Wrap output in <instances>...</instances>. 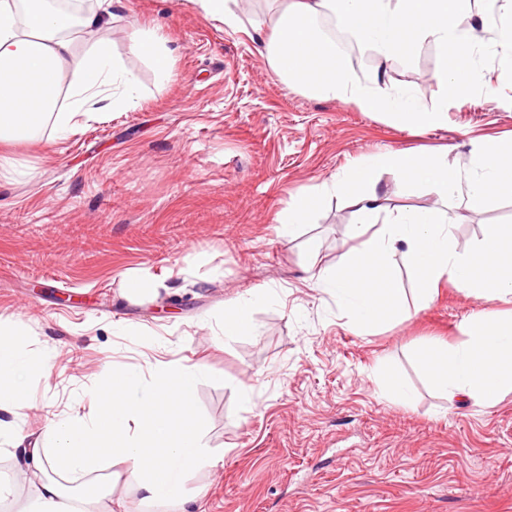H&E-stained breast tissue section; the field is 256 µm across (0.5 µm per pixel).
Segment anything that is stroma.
I'll return each instance as SVG.
<instances>
[{
	"label": "stroma",
	"mask_w": 512,
	"mask_h": 512,
	"mask_svg": "<svg viewBox=\"0 0 512 512\" xmlns=\"http://www.w3.org/2000/svg\"><path fill=\"white\" fill-rule=\"evenodd\" d=\"M286 0H238L232 29L190 0H112V52L139 85L135 107L80 121L51 144L6 152L0 175V321L45 373L33 376L15 443L93 410L112 364L152 376L177 360L211 371L195 422L222 465L190 473L204 512H512V392L492 405L449 400L419 364L430 342L465 339L475 313L512 316L441 282L434 302L363 333L316 288L309 267H341L356 211L323 199L291 242L278 218L292 199L366 156L450 146L468 164L484 140L512 143V74L487 56L497 97L470 88L445 98L433 44L381 62L366 47L362 72L386 66L392 91L448 108L437 129H401L352 103L326 102L275 82L259 50ZM139 27L173 56L169 79L130 51ZM386 213L433 206L425 188L377 173ZM458 251L488 224L512 225V200L483 210L448 201ZM168 268L169 288L131 298L129 274ZM267 298L255 334L224 339L219 324L239 295ZM397 380L412 404L388 397Z\"/></svg>",
	"instance_id": "stroma-1"
}]
</instances>
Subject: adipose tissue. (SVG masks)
Masks as SVG:
<instances>
[{
  "label": "adipose tissue",
  "mask_w": 512,
  "mask_h": 512,
  "mask_svg": "<svg viewBox=\"0 0 512 512\" xmlns=\"http://www.w3.org/2000/svg\"><path fill=\"white\" fill-rule=\"evenodd\" d=\"M327 16L387 60L434 44L445 58L435 73L445 90L471 86L496 94L479 60L487 48L512 69V0H291L276 35L262 44L273 77L319 100L351 102L362 111L381 113L401 128L443 126L448 109L427 110L395 95L385 70L357 73L322 30L320 21ZM111 22L101 4L74 16L49 0H0V144L53 142L65 136L77 117L135 105L136 76L99 37ZM381 165L426 186L435 205L380 223L383 207L374 185ZM461 189L473 210L494 197L512 199V144H480L467 169L445 149L362 158L324 181L317 195L297 197L280 221V235L292 239L321 197L337 193L351 200L359 220L352 227L346 262L341 269L319 273L316 286L362 329L427 307L445 280L477 299H510L512 225H487L475 251L458 252L447 206ZM396 250L419 279L411 305L388 261ZM264 299L256 291L236 298L224 315L225 338L254 333L253 314ZM6 333L0 324L1 439L11 435L14 417L27 407L26 379L34 373L30 358ZM465 335L453 350L425 348L421 365L448 398L494 404L512 391V321L477 313L466 323ZM209 375L206 367L177 361L163 363L149 380L126 366L106 370L94 411L54 423L39 445L15 449L18 477L36 488L18 512H112L111 489L89 501L75 494L73 484L111 467L116 458L125 464L142 501L174 502L180 512H194L184 475L219 463L193 417L197 386Z\"/></svg>",
  "instance_id": "adipose-tissue-1"
}]
</instances>
